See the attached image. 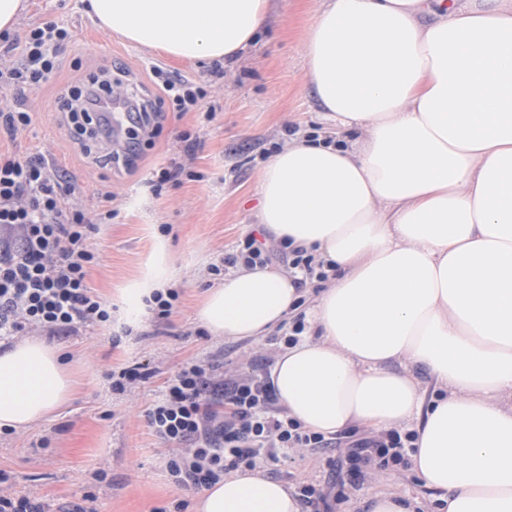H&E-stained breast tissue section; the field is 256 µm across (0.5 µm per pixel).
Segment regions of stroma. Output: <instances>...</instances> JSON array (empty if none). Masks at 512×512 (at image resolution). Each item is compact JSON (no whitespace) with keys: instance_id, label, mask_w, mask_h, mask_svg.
Masks as SVG:
<instances>
[{"instance_id":"stroma-1","label":"stroma","mask_w":512,"mask_h":512,"mask_svg":"<svg viewBox=\"0 0 512 512\" xmlns=\"http://www.w3.org/2000/svg\"><path fill=\"white\" fill-rule=\"evenodd\" d=\"M13 31L0 33V56L14 54L16 43L33 27L54 22L69 31L55 82L28 90L1 104L30 112L22 134L0 131V150L16 155L44 153L65 170L76 200L94 213L112 218L91 236L98 254L88 282L112 306L110 326L54 336L74 382L70 400L29 429L0 432V471L9 480L0 488L14 495L49 500L56 512L70 503L86 512H194V487H176L167 471L168 450L150 430L146 410L165 380L183 362L218 360L225 374L247 378L262 364H275L298 319L306 318L328 278L301 272L303 303L287 321L260 338L214 336L197 312L208 288L219 284L211 267L258 233V185L265 162L296 133L316 129L335 134L319 119V105L307 78L305 34L319 0H271L266 24L234 61H184L132 45L98 28L88 0H26ZM115 62L130 74L132 92L159 103L161 90L152 66L187 78L207 92L212 121L199 113L167 112L150 140L140 142L136 168L104 167L85 158L55 118L58 86ZM194 144L190 172L154 191L156 172L170 158L183 157L182 133ZM111 200H104V192ZM176 271L172 287L181 291L165 319L141 311L128 295L151 262L158 239ZM131 333H124V326ZM141 364L145 384L122 393L111 391L112 371ZM356 427L333 435L329 448H284L275 462L256 468L294 491L314 487L335 497L334 512H369L371 497L394 492L412 512H437L438 494L425 487L409 457L384 464L379 457L350 464V438L372 436Z\"/></svg>"}]
</instances>
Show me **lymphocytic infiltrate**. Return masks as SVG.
Wrapping results in <instances>:
<instances>
[{
	"label": "lymphocytic infiltrate",
	"mask_w": 512,
	"mask_h": 512,
	"mask_svg": "<svg viewBox=\"0 0 512 512\" xmlns=\"http://www.w3.org/2000/svg\"><path fill=\"white\" fill-rule=\"evenodd\" d=\"M67 37L55 23L31 29L17 59L0 61V84L14 95L49 82ZM153 74L176 111L201 110L205 93L193 81L158 67ZM123 85L105 66L60 91L56 110L82 151L97 152L94 116L111 111ZM94 228L53 161L39 152L0 153L1 340L111 323V307L88 284ZM275 401L263 377L228 379L219 364L185 361L147 411L151 431L172 449L167 470L174 483L206 487L227 471L255 467L259 455L274 461L282 448L322 446L323 435L275 415Z\"/></svg>",
	"instance_id": "1"
}]
</instances>
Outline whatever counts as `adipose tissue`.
Returning <instances> with one entry per match:
<instances>
[{"mask_svg":"<svg viewBox=\"0 0 512 512\" xmlns=\"http://www.w3.org/2000/svg\"><path fill=\"white\" fill-rule=\"evenodd\" d=\"M137 46L236 57L268 0H90ZM335 139H291L262 169L271 240L336 277L271 380L312 433L417 419L412 469L442 512H512V0H320L303 42ZM296 275L241 266L209 290L214 335H265L299 307ZM442 393L424 402L415 369ZM72 379L40 338L0 348V426L64 405ZM195 512H302L296 493L235 471Z\"/></svg>","mask_w":512,"mask_h":512,"instance_id":"ef3b65f1","label":"adipose tissue"}]
</instances>
